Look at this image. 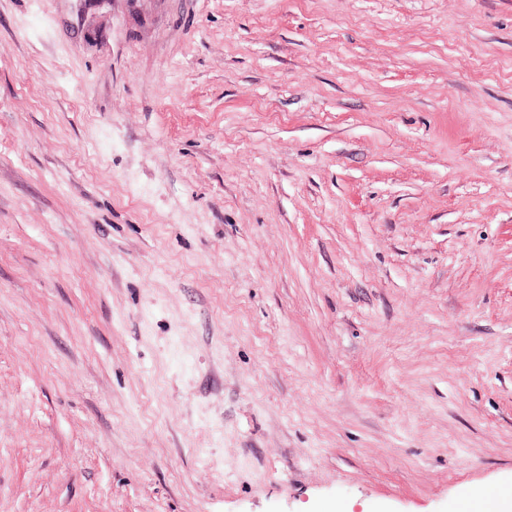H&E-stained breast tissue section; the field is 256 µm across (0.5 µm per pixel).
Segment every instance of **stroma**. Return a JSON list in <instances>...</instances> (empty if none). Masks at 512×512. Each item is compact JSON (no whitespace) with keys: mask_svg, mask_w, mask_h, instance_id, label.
Wrapping results in <instances>:
<instances>
[{"mask_svg":"<svg viewBox=\"0 0 512 512\" xmlns=\"http://www.w3.org/2000/svg\"><path fill=\"white\" fill-rule=\"evenodd\" d=\"M490 487L512 0H0V512Z\"/></svg>","mask_w":512,"mask_h":512,"instance_id":"obj_1","label":"stroma"}]
</instances>
